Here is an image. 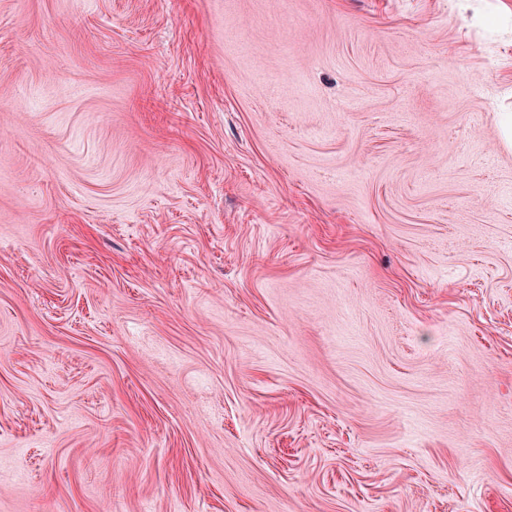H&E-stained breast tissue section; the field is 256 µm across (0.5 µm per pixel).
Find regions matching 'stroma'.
Here are the masks:
<instances>
[{"label": "stroma", "instance_id": "obj_1", "mask_svg": "<svg viewBox=\"0 0 512 512\" xmlns=\"http://www.w3.org/2000/svg\"><path fill=\"white\" fill-rule=\"evenodd\" d=\"M504 112L512 0H0V512H512Z\"/></svg>", "mask_w": 512, "mask_h": 512}]
</instances>
